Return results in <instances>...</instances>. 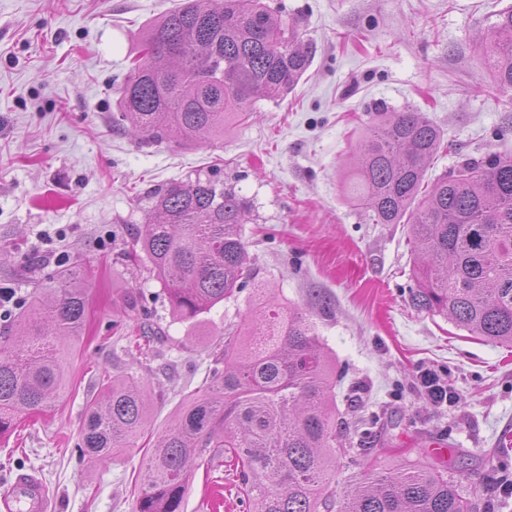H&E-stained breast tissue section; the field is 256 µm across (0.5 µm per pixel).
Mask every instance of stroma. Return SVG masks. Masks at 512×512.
Instances as JSON below:
<instances>
[{"instance_id": "35a3bbf8", "label": "stroma", "mask_w": 512, "mask_h": 512, "mask_svg": "<svg viewBox=\"0 0 512 512\" xmlns=\"http://www.w3.org/2000/svg\"><path fill=\"white\" fill-rule=\"evenodd\" d=\"M313 46L307 73L278 102H257L220 144L143 143L118 126L119 88L143 28L179 0H0V290L16 304L9 335L36 289L58 270L89 266L90 314L68 359V392L0 437V496L18 470L47 483L59 512H135L142 457L189 397L204 388L213 352L242 328L250 291L215 307L204 335L171 315L148 262L129 261L149 190L211 175L251 200L242 236L258 279L280 306L312 315L336 360V418L344 442L374 415V455L336 463L349 476L392 472L445 455L476 503L498 450L512 441V348L470 336L413 308L409 227L377 224L347 199L342 166L382 102L424 113L450 148L426 182L459 154L512 150V90H496L478 39L512 0H270ZM139 310H129L130 296ZM157 338L129 348L133 328ZM424 370L459 400L431 402ZM140 381L151 401L133 447L90 463L81 450L87 405L109 377ZM184 512H246L228 468L196 469Z\"/></svg>"}]
</instances>
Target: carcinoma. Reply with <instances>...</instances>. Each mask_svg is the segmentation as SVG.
<instances>
[{
  "mask_svg": "<svg viewBox=\"0 0 512 512\" xmlns=\"http://www.w3.org/2000/svg\"><path fill=\"white\" fill-rule=\"evenodd\" d=\"M492 85L512 89V7L495 15L482 45ZM312 63L297 26L264 0H182L143 29L120 88L117 126L146 142L222 141L259 100H282ZM444 133L421 112L377 108L350 162L347 198L377 224H407L415 252L409 300L472 336L512 347V153L462 155L427 190L425 172ZM135 243L164 286L172 314L198 324L250 287L258 311L225 337L207 390L193 396L142 461L137 512H183L190 476L232 462L248 512H463L467 498L448 463L350 477L331 487L345 455L336 424V361L318 327L273 304L251 273L241 228L250 201L200 176L149 195ZM89 308L88 275L65 267L0 341V437L66 390V360ZM82 427L91 463L132 447L149 398L130 377L107 381Z\"/></svg>",
  "mask_w": 512,
  "mask_h": 512,
  "instance_id": "cac0c4a2",
  "label": "carcinoma"
}]
</instances>
